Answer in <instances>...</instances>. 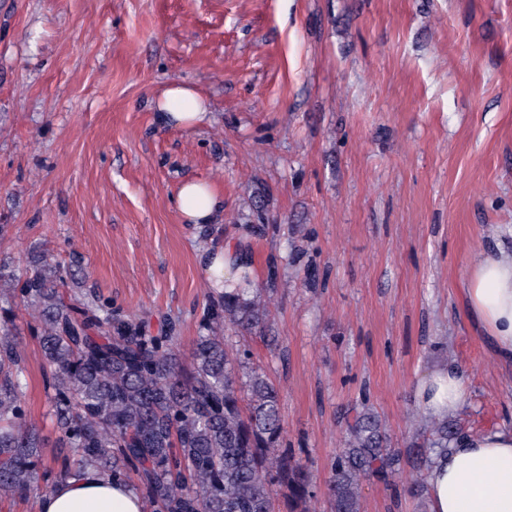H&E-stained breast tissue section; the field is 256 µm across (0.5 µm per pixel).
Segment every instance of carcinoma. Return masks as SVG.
<instances>
[{"label": "carcinoma", "instance_id": "cac0c4a2", "mask_svg": "<svg viewBox=\"0 0 512 512\" xmlns=\"http://www.w3.org/2000/svg\"><path fill=\"white\" fill-rule=\"evenodd\" d=\"M266 222L264 199L254 201L246 225L259 235ZM8 278L9 295L36 313L38 338L51 372V418L59 447L75 457L73 473L87 467L131 482L145 512H314L323 495L326 512H362L363 481L388 482L413 470L409 493L426 492L430 449L441 453L460 436L448 417L415 411L416 428L406 449L390 435L367 401L346 411L342 446L324 491L301 458L283 448L282 397L253 367L248 350L230 353L224 330L233 328L275 344L263 295L276 288L278 271L251 292L248 266L224 290L203 320L189 354L177 349L180 322L170 319L161 336H148L131 320L77 313L59 291L60 268L37 261ZM0 327V503L40 497L39 481L51 471L43 462L44 439L26 412L24 360Z\"/></svg>", "mask_w": 512, "mask_h": 512}]
</instances>
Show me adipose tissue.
Masks as SVG:
<instances>
[{
  "label": "adipose tissue",
  "instance_id": "adipose-tissue-1",
  "mask_svg": "<svg viewBox=\"0 0 512 512\" xmlns=\"http://www.w3.org/2000/svg\"><path fill=\"white\" fill-rule=\"evenodd\" d=\"M161 123L192 127L208 114L198 94L184 85L168 88L158 104ZM186 221L213 226L224 211V198L206 179L184 182L175 198ZM237 245L209 243L199 256L206 276L237 280ZM464 304L494 356L512 361V252H483L472 261L461 285ZM466 386L452 365L432 369L417 388L426 414L443 417L462 406ZM429 512H512V430L496 429L461 436L436 459L427 477ZM38 512H142L143 505L124 482L88 468L44 493Z\"/></svg>",
  "mask_w": 512,
  "mask_h": 512
}]
</instances>
